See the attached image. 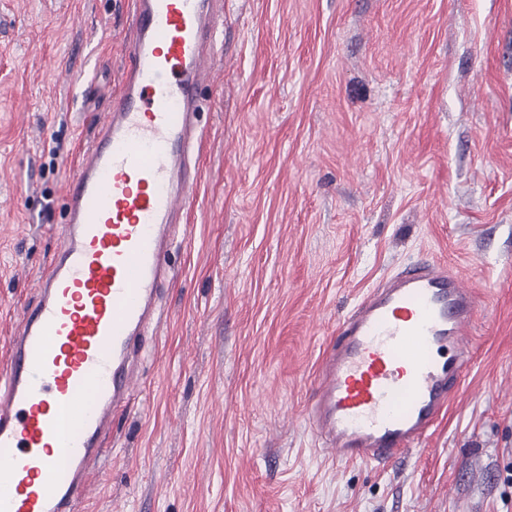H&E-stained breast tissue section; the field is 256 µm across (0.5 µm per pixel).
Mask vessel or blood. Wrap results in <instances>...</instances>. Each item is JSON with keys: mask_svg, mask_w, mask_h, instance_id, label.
<instances>
[{"mask_svg": "<svg viewBox=\"0 0 512 512\" xmlns=\"http://www.w3.org/2000/svg\"><path fill=\"white\" fill-rule=\"evenodd\" d=\"M222 0H133L118 91L64 185L68 220L0 367V512H74L140 380L137 347L197 185V93ZM479 298L419 257L336 323L310 396L321 453L386 465L428 437L469 363ZM95 401L85 405L83 393Z\"/></svg>", "mask_w": 512, "mask_h": 512, "instance_id": "vessel-or-blood-1", "label": "vessel or blood"}]
</instances>
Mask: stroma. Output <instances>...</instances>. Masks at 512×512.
<instances>
[{"label":"stroma","mask_w":512,"mask_h":512,"mask_svg":"<svg viewBox=\"0 0 512 512\" xmlns=\"http://www.w3.org/2000/svg\"><path fill=\"white\" fill-rule=\"evenodd\" d=\"M131 9L0 0V364ZM213 51L163 326L77 512H512V0H224ZM419 256L476 286L473 360L397 462L325 461L336 322Z\"/></svg>","instance_id":"35a3bbf8"}]
</instances>
